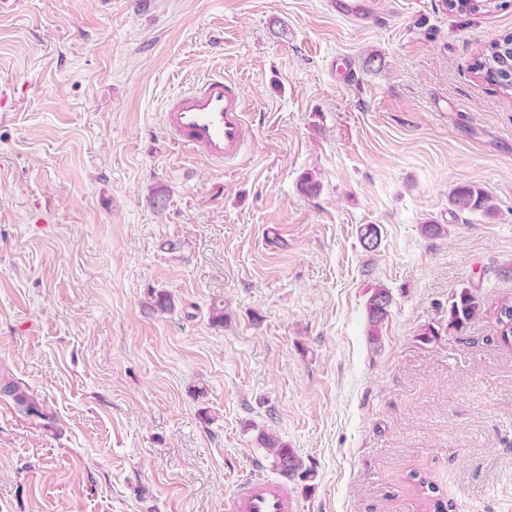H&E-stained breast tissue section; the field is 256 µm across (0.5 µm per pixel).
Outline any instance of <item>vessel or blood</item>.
Instances as JSON below:
<instances>
[{
  "label": "vessel or blood",
  "mask_w": 512,
  "mask_h": 512,
  "mask_svg": "<svg viewBox=\"0 0 512 512\" xmlns=\"http://www.w3.org/2000/svg\"><path fill=\"white\" fill-rule=\"evenodd\" d=\"M377 0H334L338 16L357 22L372 21ZM246 100L239 86L212 76L173 99L164 125L171 142L198 147L215 164L235 160L243 150ZM227 512H295L287 487L264 477L240 482L226 505Z\"/></svg>",
  "instance_id": "obj_1"
}]
</instances>
